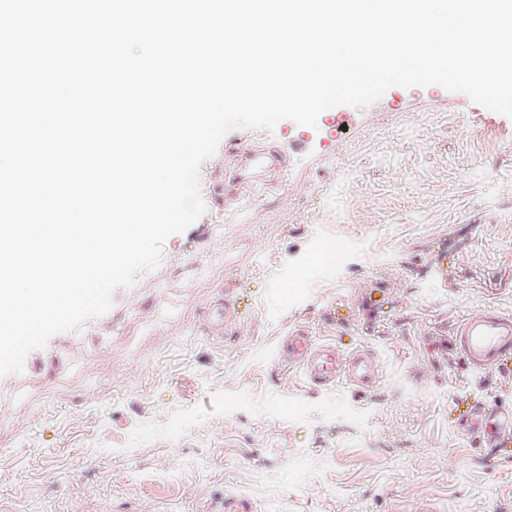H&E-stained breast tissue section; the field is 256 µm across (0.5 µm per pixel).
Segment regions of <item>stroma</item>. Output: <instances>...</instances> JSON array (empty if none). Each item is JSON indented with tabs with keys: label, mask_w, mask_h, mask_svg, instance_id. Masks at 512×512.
I'll return each mask as SVG.
<instances>
[{
	"label": "stroma",
	"mask_w": 512,
	"mask_h": 512,
	"mask_svg": "<svg viewBox=\"0 0 512 512\" xmlns=\"http://www.w3.org/2000/svg\"><path fill=\"white\" fill-rule=\"evenodd\" d=\"M230 135L284 154L276 184L221 202L216 150L206 210L158 266L0 376V512H512V438L458 426L512 403V365L479 372L452 346L471 309L512 313V118L394 86L313 128ZM331 240L346 250L314 267ZM298 327L371 353L375 388L282 364Z\"/></svg>",
	"instance_id": "35a3bbf8"
}]
</instances>
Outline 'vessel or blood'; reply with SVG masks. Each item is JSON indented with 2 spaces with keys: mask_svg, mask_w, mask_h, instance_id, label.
<instances>
[{
  "mask_svg": "<svg viewBox=\"0 0 512 512\" xmlns=\"http://www.w3.org/2000/svg\"><path fill=\"white\" fill-rule=\"evenodd\" d=\"M453 345L466 364L477 371L498 368L512 357V315L485 306L473 309L458 322ZM288 364L303 370L311 384L329 387L344 380L360 389L374 387L378 365L365 352L344 353L333 346L315 345L306 331L288 336L281 348ZM462 418L468 433H485L494 428L512 431V408L468 406Z\"/></svg>",
  "mask_w": 512,
  "mask_h": 512,
  "instance_id": "obj_1",
  "label": "vessel or blood"
}]
</instances>
